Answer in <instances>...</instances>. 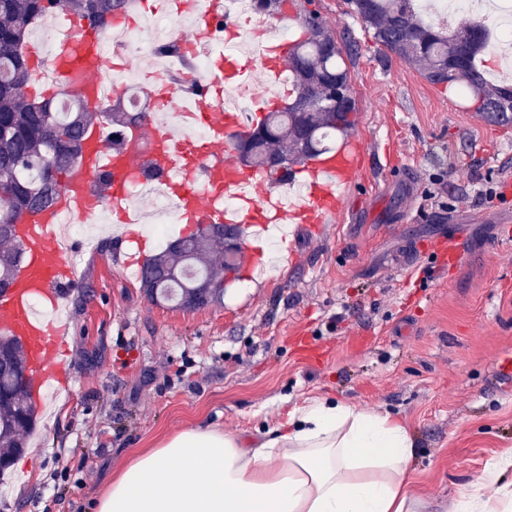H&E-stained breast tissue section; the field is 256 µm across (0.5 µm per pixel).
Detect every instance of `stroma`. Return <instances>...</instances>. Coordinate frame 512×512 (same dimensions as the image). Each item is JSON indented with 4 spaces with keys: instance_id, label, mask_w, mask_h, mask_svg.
<instances>
[{
    "instance_id": "35a3bbf8",
    "label": "stroma",
    "mask_w": 512,
    "mask_h": 512,
    "mask_svg": "<svg viewBox=\"0 0 512 512\" xmlns=\"http://www.w3.org/2000/svg\"><path fill=\"white\" fill-rule=\"evenodd\" d=\"M342 49L364 148L334 223L294 264L243 273L221 302H151L125 256L144 231L74 243L68 293L74 393L37 414L0 484V512H93L136 454L188 428L248 437L324 397L385 411L414 450L409 497L441 512L512 451V126L383 50L346 0H312ZM460 232L462 262L437 252Z\"/></svg>"
}]
</instances>
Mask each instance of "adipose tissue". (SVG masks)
Returning a JSON list of instances; mask_svg holds the SVG:
<instances>
[{
  "label": "adipose tissue",
  "instance_id": "obj_1",
  "mask_svg": "<svg viewBox=\"0 0 512 512\" xmlns=\"http://www.w3.org/2000/svg\"><path fill=\"white\" fill-rule=\"evenodd\" d=\"M414 440L389 414L314 399L244 442L183 430L136 455L95 512H416L405 487ZM512 453L459 491L449 512H503Z\"/></svg>",
  "mask_w": 512,
  "mask_h": 512
}]
</instances>
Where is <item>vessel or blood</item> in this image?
Returning a JSON list of instances; mask_svg holds the SVG:
<instances>
[{"mask_svg": "<svg viewBox=\"0 0 512 512\" xmlns=\"http://www.w3.org/2000/svg\"><path fill=\"white\" fill-rule=\"evenodd\" d=\"M141 12L122 11L112 18L116 29L143 20L146 14L169 11L181 27L175 40L183 47L206 43L213 17L205 0H138ZM249 52H216L205 78L207 91L198 98L184 96L161 75L147 78L155 103L144 127L132 130L123 150L108 144L106 124L87 134L80 160L64 176L55 202L31 212L17 229L25 246L23 269L0 300V333L22 338L29 347L32 387L40 401L70 392L66 364L67 324L63 285L77 277L59 239L61 224L89 223L110 210L116 224L133 226L144 209L133 189L144 167L160 174V186L174 203L179 224L194 229L200 224H289L309 232L333 223L345 195L361 167L363 147L353 138L344 148L302 164L297 178L304 188L296 199L282 196L279 186L255 169L236 164L234 141L246 134L249 119L225 104L226 89L251 96L254 74L273 88L286 80L288 41L253 36ZM106 34L86 20L65 16L62 37L52 57L40 48L27 52L34 80L27 95L45 83L91 104L111 101L112 67L103 54ZM111 175L106 189H97L98 171ZM233 207H225V200Z\"/></svg>", "mask_w": 512, "mask_h": 512, "instance_id": "obj_1", "label": "vessel or blood"}]
</instances>
